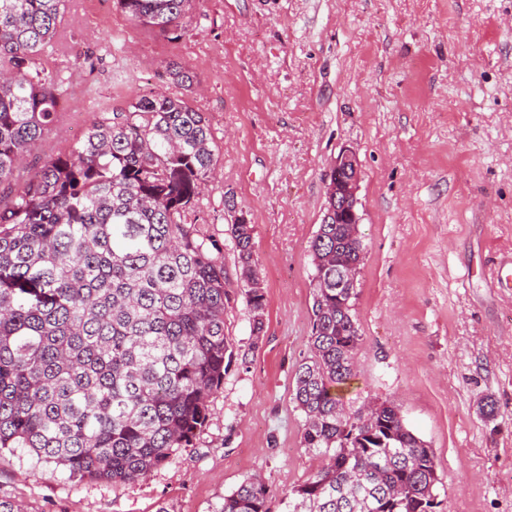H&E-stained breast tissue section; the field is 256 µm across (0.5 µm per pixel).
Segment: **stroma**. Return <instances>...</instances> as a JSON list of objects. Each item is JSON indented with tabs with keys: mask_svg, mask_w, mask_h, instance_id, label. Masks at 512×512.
<instances>
[{
	"mask_svg": "<svg viewBox=\"0 0 512 512\" xmlns=\"http://www.w3.org/2000/svg\"><path fill=\"white\" fill-rule=\"evenodd\" d=\"M173 41L112 0H68L54 61L93 56L30 157L67 151L99 103L188 95L216 165L199 205L222 247L235 359L192 447L130 484L80 480L26 449L0 451V500L23 512H214L251 474L270 512L326 459L302 445L294 374L310 355L309 243L332 166L355 150L364 257L348 410L395 405L434 452L436 512H512V0H195ZM177 62L192 92L169 81ZM255 227L267 299L261 338L228 230ZM493 401L495 412L481 407Z\"/></svg>",
	"mask_w": 512,
	"mask_h": 512,
	"instance_id": "1",
	"label": "stroma"
}]
</instances>
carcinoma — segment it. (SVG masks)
<instances>
[{"instance_id":"obj_1","label":"carcinoma","mask_w":512,"mask_h":512,"mask_svg":"<svg viewBox=\"0 0 512 512\" xmlns=\"http://www.w3.org/2000/svg\"><path fill=\"white\" fill-rule=\"evenodd\" d=\"M68 0H0V450L25 448L72 477L125 483L164 466L208 420L234 349L224 333L222 247L197 228L216 164L209 119L183 97L142 93L67 152L19 179L55 124L71 85L49 60ZM136 24L188 35L193 0H115ZM230 234L251 312L264 331L266 295L254 225ZM314 264L311 355L295 370L303 447L328 462L282 500V512H422L440 483L424 441L387 403L366 418L333 388L353 376L361 341L357 289L336 266L362 261L348 224H321ZM247 476L218 512H270Z\"/></svg>"}]
</instances>
